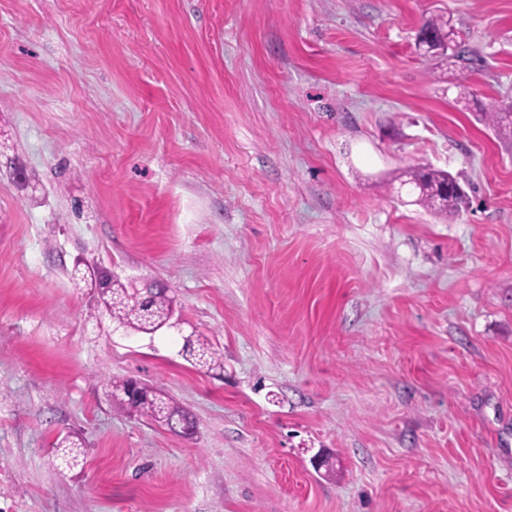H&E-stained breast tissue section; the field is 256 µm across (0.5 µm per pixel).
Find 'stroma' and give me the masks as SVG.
Masks as SVG:
<instances>
[{
  "label": "stroma",
  "mask_w": 512,
  "mask_h": 512,
  "mask_svg": "<svg viewBox=\"0 0 512 512\" xmlns=\"http://www.w3.org/2000/svg\"><path fill=\"white\" fill-rule=\"evenodd\" d=\"M437 16L470 61L418 50ZM511 106L512 0H0V512H512ZM408 177L409 183H413L419 190L416 202L433 208L438 213L454 216L469 203L468 195L457 190L459 182L449 172L425 166L412 170ZM91 288L97 291L98 300L118 323L146 334L157 331L158 325L173 317V300L168 289L150 285L146 294L131 292L110 273L98 269L89 277ZM133 385L131 380L112 382V396L119 407L145 415L159 427L167 430L176 428L182 431L195 428L191 415L162 392L143 386V396L137 402H132L128 395Z\"/></svg>",
  "instance_id": "stroma-1"
}]
</instances>
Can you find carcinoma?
<instances>
[{
	"mask_svg": "<svg viewBox=\"0 0 512 512\" xmlns=\"http://www.w3.org/2000/svg\"><path fill=\"white\" fill-rule=\"evenodd\" d=\"M423 28L438 38L453 35L448 22L441 18L426 21ZM484 117L488 124L501 131L512 128V120L506 112H486ZM408 177L419 190L417 203L441 214L457 215L469 203L468 195L457 190L458 180L449 172L425 166L412 170ZM90 283L97 291L98 300L112 318L134 330L152 334L172 311L173 300L165 287L152 284L143 295L131 292L103 269L90 275ZM132 386L129 380L112 382V396L119 407L145 415L167 430L194 429L191 415L162 392L145 386L143 396L136 402L131 401L129 392Z\"/></svg>",
	"mask_w": 512,
	"mask_h": 512,
	"instance_id": "1",
	"label": "carcinoma"
}]
</instances>
